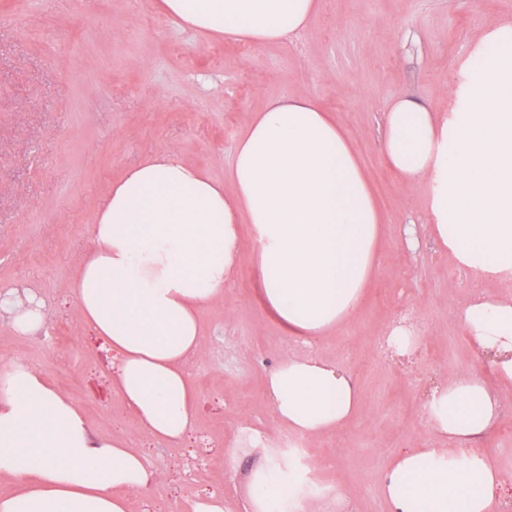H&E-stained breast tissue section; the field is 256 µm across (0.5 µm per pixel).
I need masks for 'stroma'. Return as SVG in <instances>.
<instances>
[{
    "mask_svg": "<svg viewBox=\"0 0 512 512\" xmlns=\"http://www.w3.org/2000/svg\"><path fill=\"white\" fill-rule=\"evenodd\" d=\"M512 21V0H320L307 26L279 42H227L182 29L159 0H0V290L34 293L40 329L0 316V355L34 366L84 411L95 436L123 437L161 481L132 512H190L209 493L244 512L248 476L286 428L265 374L297 342L266 317L252 253L224 301L201 312L186 370L197 413L182 445L144 432L112 389L105 350L80 325L69 291L112 184L158 153L225 178L252 113L275 99L315 98L351 138L382 212L381 269L362 308L316 353L358 383L361 406L342 431L311 438L331 459L319 487L340 486L353 512H391L382 495L393 455L433 444L420 365L379 341L407 314L435 377L490 378L491 362L456 316L475 286L425 224L430 188L401 182L383 158L386 105L405 95L436 111L464 80L489 28ZM502 418L474 444L512 473V390Z\"/></svg>",
    "mask_w": 512,
    "mask_h": 512,
    "instance_id": "1",
    "label": "stroma"
}]
</instances>
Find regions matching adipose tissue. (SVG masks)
Listing matches in <instances>:
<instances>
[{
	"label": "adipose tissue",
	"instance_id": "obj_1",
	"mask_svg": "<svg viewBox=\"0 0 512 512\" xmlns=\"http://www.w3.org/2000/svg\"><path fill=\"white\" fill-rule=\"evenodd\" d=\"M318 0H160L206 36L265 44L303 27ZM477 72L437 112L399 96L387 107L383 154L405 181L432 189L429 230L460 271L512 282V23L476 44ZM232 192H225V184ZM251 236L243 238L242 225ZM383 218L345 131L307 96L254 113L227 181L161 153L130 167L96 213L70 288L80 322L112 351V387L155 440L181 443L196 396L186 371L199 311L224 300L245 248L267 316L311 342L342 326L378 272ZM458 317L493 375L512 385V296L474 294ZM266 391L289 430L342 428L360 400L352 379L312 356L286 357ZM444 448L394 454L383 497L394 512H491L512 478L462 444L490 431L501 405L481 378L449 374L425 403ZM18 483L0 512H129L157 478L123 440H94L81 408L36 368L0 365V477ZM288 463L249 475V512H334L340 488L310 497Z\"/></svg>",
	"mask_w": 512,
	"mask_h": 512
}]
</instances>
